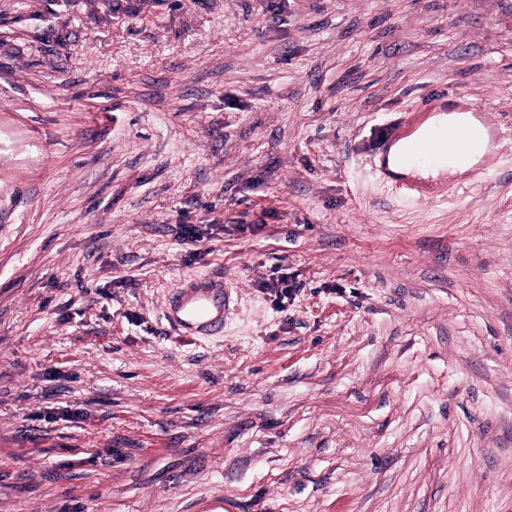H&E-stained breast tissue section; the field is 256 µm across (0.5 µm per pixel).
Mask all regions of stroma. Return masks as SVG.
I'll return each instance as SVG.
<instances>
[{"instance_id":"stroma-1","label":"stroma","mask_w":512,"mask_h":512,"mask_svg":"<svg viewBox=\"0 0 512 512\" xmlns=\"http://www.w3.org/2000/svg\"><path fill=\"white\" fill-rule=\"evenodd\" d=\"M0 512H512V0H0ZM470 107L473 112H477L478 125H470L465 127H448L437 129L434 134L423 140L412 139L408 142L407 152L409 159L416 165H423L435 162L440 158L443 145L448 146V156L454 158L467 157L472 149L475 141L482 138L483 135L490 131V126L485 120L486 109L477 103H471ZM417 121L416 113L408 116L397 123L386 135V140L378 148L379 164L376 166V173L383 179H390L392 173L388 167V159L390 168L399 173L412 174L422 179L436 180L446 172L451 174H462L469 167L487 154L490 150V140L486 136L479 141L473 148L469 160L465 164H448L444 161L436 162L434 166L423 171L412 172L410 169L399 165L396 157H400L404 153V147L395 145L388 157V149L394 141L409 138L412 133V127ZM176 303L179 312H183V319L198 323L202 328L215 330L222 324L224 283L201 281L186 292L179 291Z\"/></svg>"}]
</instances>
